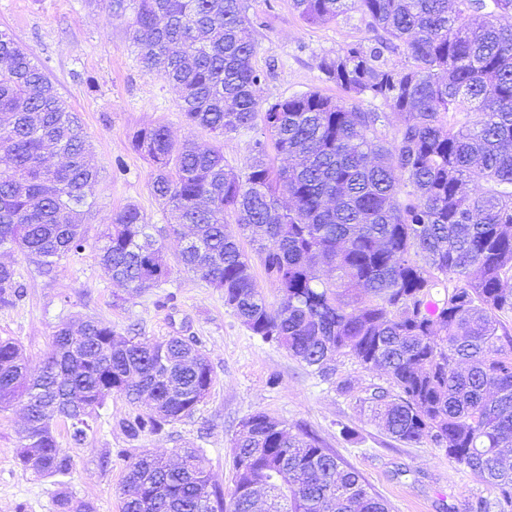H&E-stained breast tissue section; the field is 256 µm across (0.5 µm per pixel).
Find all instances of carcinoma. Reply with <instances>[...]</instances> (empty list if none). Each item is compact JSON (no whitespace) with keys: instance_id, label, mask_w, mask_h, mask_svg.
Segmentation results:
<instances>
[{"instance_id":"1","label":"carcinoma","mask_w":512,"mask_h":512,"mask_svg":"<svg viewBox=\"0 0 512 512\" xmlns=\"http://www.w3.org/2000/svg\"><path fill=\"white\" fill-rule=\"evenodd\" d=\"M310 24L355 10L374 38L319 59L341 103L310 91L263 104L248 0H111L129 19L142 66L179 91L191 125L225 136L262 123L242 173L224 153L175 143L162 125L141 128L133 149L152 164L153 194L174 223L159 229L133 205L100 236L98 257L134 292L166 281L156 255L178 226L183 268L224 290V303L255 336L285 348L326 380L349 356L385 370L390 388L361 399L390 437L442 448L498 492L512 512V0H292ZM390 54L404 56L392 63ZM389 108L376 112L363 99ZM394 126L388 144L386 128ZM52 147L63 158L46 162ZM291 160L273 166L269 148ZM99 171L87 135L43 69L0 31V250H19L50 274L84 248L85 215ZM485 182L469 196V183ZM238 224L279 294L270 305L250 257L225 232ZM19 297L0 264V305ZM80 344L59 326L37 372L21 346L0 338V411L23 405L19 464L65 475L71 458L55 435L69 423L80 443L112 394L131 411L119 421L137 440L190 417L214 383L196 337L127 340L88 319ZM148 413L138 411L142 400ZM234 439L230 506L203 456L181 450L169 466L144 453L127 466L133 493L122 512H254L269 493L274 512H389L359 473L311 432L292 434L265 412ZM60 512H94L63 496Z\"/></svg>"}]
</instances>
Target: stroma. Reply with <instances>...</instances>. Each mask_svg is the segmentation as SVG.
Here are the masks:
<instances>
[{
	"label": "stroma",
	"instance_id": "stroma-1",
	"mask_svg": "<svg viewBox=\"0 0 512 512\" xmlns=\"http://www.w3.org/2000/svg\"><path fill=\"white\" fill-rule=\"evenodd\" d=\"M249 4L257 43L254 64L269 73L261 100L309 91L343 100L342 91L323 81L317 63L351 41L372 38L359 13L314 25L298 16L290 0ZM0 30L28 50L78 113L99 168L82 251L63 258L49 277L22 253L0 252V263L14 267L23 289L14 306L0 307V337L17 340L35 369L63 323L76 326L92 318L141 342L196 336L215 375L193 415L156 435L128 440L118 422L130 406L117 394L99 409L84 442L74 443L67 426L57 424V439L72 459L65 476L38 477L25 470L15 458L26 427L24 412L17 405L0 413V512H57L61 493L91 502L96 512H121L130 461L145 452L172 461L180 448L200 449L212 483L231 490L232 440L259 411L285 422L291 432L305 427L316 434L344 465L359 472L390 512H469L471 502L494 501V489L448 460L443 450L396 442L361 409L360 399L373 387L387 386L384 370L341 357L334 379L323 380L284 348L253 335L225 306L223 291L184 270L177 260V239L166 242L171 272L157 288L131 292L100 263L98 239L116 211L133 205L147 223L170 221L151 191V164L131 146L135 131L165 126L174 141L221 149L225 163L240 172L252 138L263 136V127L220 138L187 124L176 89L142 68L125 21L111 18L107 0H0ZM341 380L348 381L346 390L337 389ZM345 425L355 429V436L342 435Z\"/></svg>",
	"mask_w": 512,
	"mask_h": 512
}]
</instances>
